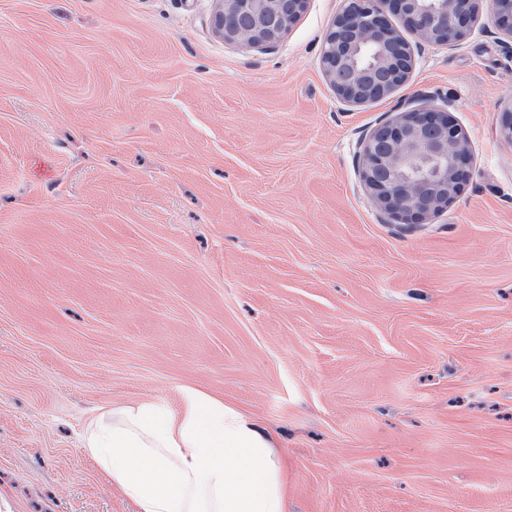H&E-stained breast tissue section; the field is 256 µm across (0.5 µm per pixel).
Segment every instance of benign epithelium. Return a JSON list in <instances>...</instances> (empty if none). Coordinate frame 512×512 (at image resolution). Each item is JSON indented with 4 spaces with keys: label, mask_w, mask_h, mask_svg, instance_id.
I'll return each instance as SVG.
<instances>
[{
    "label": "benign epithelium",
    "mask_w": 512,
    "mask_h": 512,
    "mask_svg": "<svg viewBox=\"0 0 512 512\" xmlns=\"http://www.w3.org/2000/svg\"><path fill=\"white\" fill-rule=\"evenodd\" d=\"M216 32L250 45L277 41L308 0H218ZM472 0H347L322 46L324 73L338 99L360 105L391 95L414 66L387 13L401 16L421 40L452 46L468 33ZM499 29L512 39V0H490ZM360 173L385 212L414 224L448 206L470 177L469 151L448 114L421 100L402 105L391 122L364 141Z\"/></svg>",
    "instance_id": "1"
}]
</instances>
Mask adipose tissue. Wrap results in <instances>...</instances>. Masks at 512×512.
Here are the masks:
<instances>
[{
	"mask_svg": "<svg viewBox=\"0 0 512 512\" xmlns=\"http://www.w3.org/2000/svg\"><path fill=\"white\" fill-rule=\"evenodd\" d=\"M185 407L130 402L87 425L92 457L138 512H286L285 465L252 416L199 390Z\"/></svg>",
	"mask_w": 512,
	"mask_h": 512,
	"instance_id": "obj_1",
	"label": "adipose tissue"
}]
</instances>
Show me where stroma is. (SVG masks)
Returning <instances> with one entry per match:
<instances>
[{
    "instance_id": "obj_1",
    "label": "stroma",
    "mask_w": 512,
    "mask_h": 512,
    "mask_svg": "<svg viewBox=\"0 0 512 512\" xmlns=\"http://www.w3.org/2000/svg\"><path fill=\"white\" fill-rule=\"evenodd\" d=\"M345 0L277 42L216 0H0V489L19 512H136L88 421L200 389L275 438L287 512H512V40L474 0L390 97L321 62ZM436 95L471 176L406 224L358 156Z\"/></svg>"
}]
</instances>
